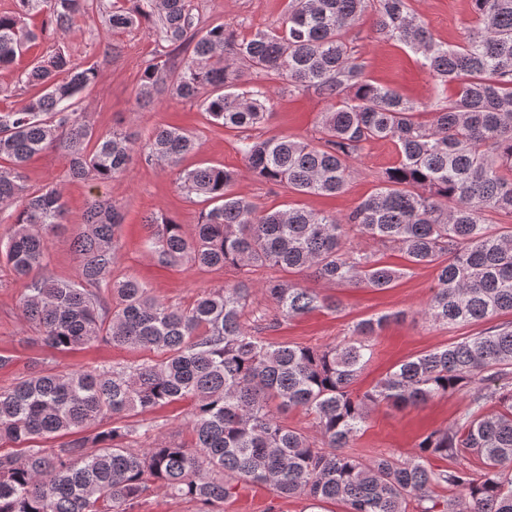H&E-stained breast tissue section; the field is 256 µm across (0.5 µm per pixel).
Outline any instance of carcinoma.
I'll list each match as a JSON object with an SVG mask.
<instances>
[{
    "label": "carcinoma",
    "mask_w": 512,
    "mask_h": 512,
    "mask_svg": "<svg viewBox=\"0 0 512 512\" xmlns=\"http://www.w3.org/2000/svg\"><path fill=\"white\" fill-rule=\"evenodd\" d=\"M90 0H16L0 13V66L36 39L24 16L45 12L75 30ZM100 4L108 28L142 24L172 47L144 65L137 102L153 103L167 84L198 106L210 123L237 133L238 151L258 179L294 195L336 196L367 145L390 141L398 164L344 216L296 203L267 211L235 194L236 173L218 166L180 169L200 139L176 126L155 129L140 145L131 132L99 133L81 108L98 79L93 66L58 50L22 72L28 97L0 111V206L13 229L0 242V262L26 282L23 316L41 343L69 353L107 341L157 350L164 358L134 367L88 366L57 371L44 358L0 388V512H134L149 492L197 503L198 512L238 495V485L267 488L306 501V512H512V322L408 358L364 392L354 388L372 359L374 336L402 314L364 319L350 336L324 349L271 343L242 317L252 288L226 282L192 305H167L132 276L109 280L123 213L93 200L85 230L72 241L79 281L45 273L48 240L66 222L54 187L30 190L28 160L56 149L71 178L102 183L139 155L176 172L186 193L214 203L192 232L171 217L152 216L149 252L163 265L190 264L248 273L257 267L310 271L327 284L385 290L407 268L387 265L348 243L355 231L435 269L430 299L418 316L433 324H469L512 312V230L485 223L487 211L512 213V0H470L478 28L462 45L437 40L410 12L408 0H288L282 27L238 38L226 25L196 28L190 0ZM376 31L410 48L430 77L455 84L454 96L422 119L421 104L366 79L347 33L366 11ZM284 81L327 102L319 136L255 139L272 115L271 97L250 74ZM281 318L339 303L314 288L271 278L265 288ZM453 392L469 396L451 425L419 437L417 451L365 460L349 451L370 411L400 409ZM186 402L188 440L133 447L150 424L132 416ZM313 416L314 433L282 415ZM68 437L54 448L38 439ZM481 460L475 476L467 456ZM452 460L450 467L433 460ZM461 490L441 499L435 488Z\"/></svg>",
    "instance_id": "obj_1"
}]
</instances>
